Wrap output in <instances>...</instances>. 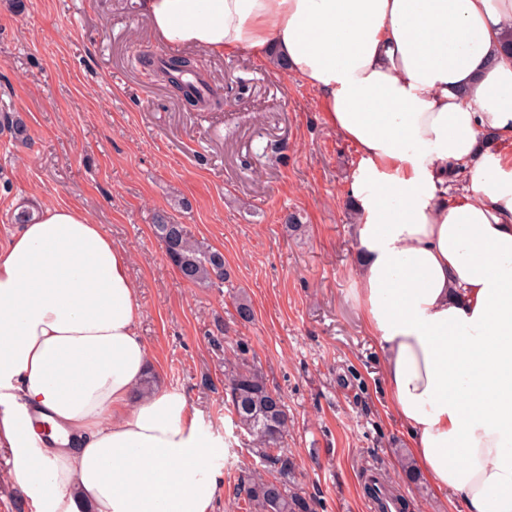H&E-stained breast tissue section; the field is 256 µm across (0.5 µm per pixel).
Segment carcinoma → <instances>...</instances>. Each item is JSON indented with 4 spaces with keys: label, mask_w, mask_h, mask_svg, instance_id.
<instances>
[{
    "label": "carcinoma",
    "mask_w": 512,
    "mask_h": 512,
    "mask_svg": "<svg viewBox=\"0 0 512 512\" xmlns=\"http://www.w3.org/2000/svg\"><path fill=\"white\" fill-rule=\"evenodd\" d=\"M141 62L169 75L187 104L193 106L205 100L209 88L198 77L191 60L144 55ZM151 227L182 281L209 286L224 283L227 271L222 252L196 240L186 225L175 223L165 210L155 213ZM249 352L247 343H236V361L224 365V406L249 437L252 451L263 466V471L249 474L240 482L238 491L246 512H318L319 499L300 486L295 465L285 451L289 417L284 398L269 388L261 371L249 364Z\"/></svg>",
    "instance_id": "cac0c4a2"
}]
</instances>
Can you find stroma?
I'll use <instances>...</instances> for the list:
<instances>
[{"label": "stroma", "instance_id": "35a3bbf8", "mask_svg": "<svg viewBox=\"0 0 512 512\" xmlns=\"http://www.w3.org/2000/svg\"><path fill=\"white\" fill-rule=\"evenodd\" d=\"M143 51L178 53L157 42L136 0H0V243L17 204L35 196L84 210L129 252L155 382L186 395L223 445L216 512H245L237 487L259 465L224 411V351L241 339L288 405V454L320 512H372L369 469L394 483L405 512H460L402 470L410 450L358 302L345 196L357 151L323 122L318 92L250 51L198 49L224 105L193 110L135 66ZM7 115L24 121L27 143ZM161 209L223 253L224 287L180 280L151 230ZM291 212L302 231L286 229ZM241 295L253 323L237 317Z\"/></svg>", "mask_w": 512, "mask_h": 512}]
</instances>
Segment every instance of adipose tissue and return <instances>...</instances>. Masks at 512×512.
I'll list each match as a JSON object with an SVG mask.
<instances>
[{
	"instance_id": "obj_1",
	"label": "adipose tissue",
	"mask_w": 512,
	"mask_h": 512,
	"mask_svg": "<svg viewBox=\"0 0 512 512\" xmlns=\"http://www.w3.org/2000/svg\"><path fill=\"white\" fill-rule=\"evenodd\" d=\"M154 36L277 53L356 148L358 299L419 470L512 512V0H137ZM0 245V447L47 512H215V443L150 367L130 256L71 206ZM51 426L38 459L19 412Z\"/></svg>"
}]
</instances>
